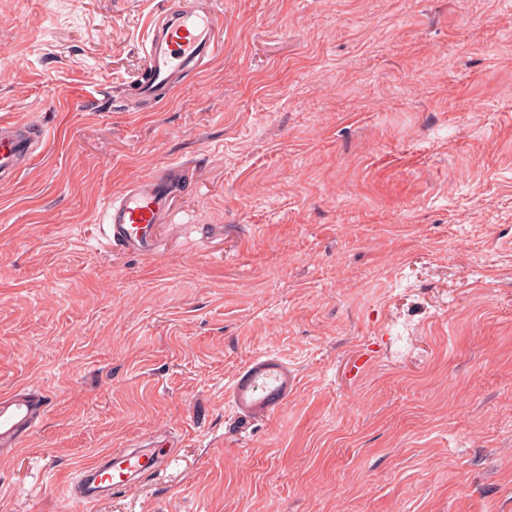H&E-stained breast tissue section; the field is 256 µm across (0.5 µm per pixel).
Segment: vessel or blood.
<instances>
[{"instance_id":"b4317fda","label":"vessel or blood","mask_w":512,"mask_h":512,"mask_svg":"<svg viewBox=\"0 0 512 512\" xmlns=\"http://www.w3.org/2000/svg\"><path fill=\"white\" fill-rule=\"evenodd\" d=\"M224 27L221 11L197 0H179L176 7L153 16L142 46L144 67L133 88L140 101L159 103L187 77L200 73L219 49ZM47 135L35 120H0V181L12 180L20 168L44 149ZM186 178L171 163L126 185L97 218L105 245L129 253L151 254L156 226L169 200L180 193ZM296 378L287 363L266 356L247 364L234 378L229 396L239 416L262 417L287 398ZM48 399L38 387L18 384L0 392V449L21 447L46 414ZM159 456L152 448H115L80 466L68 486L69 496L95 503L131 490L147 476L160 474Z\"/></svg>"}]
</instances>
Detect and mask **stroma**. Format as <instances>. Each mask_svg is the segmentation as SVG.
<instances>
[{"label": "stroma", "mask_w": 512, "mask_h": 512, "mask_svg": "<svg viewBox=\"0 0 512 512\" xmlns=\"http://www.w3.org/2000/svg\"><path fill=\"white\" fill-rule=\"evenodd\" d=\"M168 2L0 0V118L47 132L0 183V391L48 395L0 512H512V0H218L207 69L136 105ZM174 162L156 251L100 242ZM267 354L296 385L247 422L228 391ZM160 472L159 455L154 448H114L78 467L68 494L74 500L95 503L131 490L145 476Z\"/></svg>", "instance_id": "1"}]
</instances>
